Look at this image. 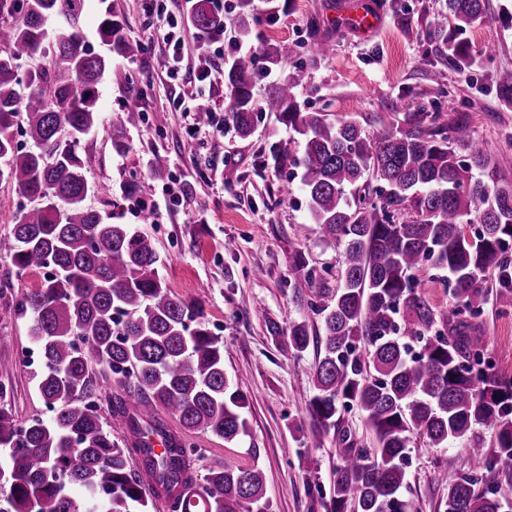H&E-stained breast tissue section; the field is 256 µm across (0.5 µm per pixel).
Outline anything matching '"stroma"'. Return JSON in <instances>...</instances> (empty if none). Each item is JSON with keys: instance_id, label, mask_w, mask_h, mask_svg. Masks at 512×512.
<instances>
[{"instance_id": "obj_1", "label": "stroma", "mask_w": 512, "mask_h": 512, "mask_svg": "<svg viewBox=\"0 0 512 512\" xmlns=\"http://www.w3.org/2000/svg\"><path fill=\"white\" fill-rule=\"evenodd\" d=\"M337 0H277L273 21L254 26L249 41L238 34L236 0L224 4L227 43L241 42L243 53L261 45L292 42L300 52L291 65L261 72L256 92L303 67L305 85L298 101L307 112H326L359 122L366 132L380 129L382 119L402 103L438 102L445 110L470 113L474 134L494 148L501 179L512 182V106L499 98L493 77L512 69V0H489L490 19L467 29L476 63L465 73L450 67L430 33L445 0H382L379 25L367 35L336 19ZM170 18H181L187 0H86L82 17L84 42L94 52L107 49L97 36L104 15H114L145 53L133 60L116 58L100 84L103 124L81 141L80 154L92 191L86 203L106 222L129 225L151 238L169 290L202 307L211 331L224 340V370L240 377L246 397L244 415L250 433L236 444L204 432L190 433L199 449L195 470L231 459L259 463L266 476L269 512H325L338 463L335 435L311 447L312 426L306 404L314 393L311 369L315 354L294 357L288 351V325L308 319L311 330L321 322L308 304L316 293L335 287L340 251L323 242L312 224L305 196L298 189L300 171L278 165L276 157L299 154L293 133L276 113H259L246 139L225 133L223 139L192 132L189 107L203 104L224 111L221 78L198 82L197 45L187 40L178 74H170L164 44L149 40L147 4ZM318 43L322 55L307 49ZM144 114L143 123L125 129L120 118L128 108ZM128 149L117 154L113 135ZM161 166L176 180L174 195L162 191L150 171ZM137 174L139 197L153 211L143 219L117 190ZM115 188L113 198L100 185ZM304 254L315 272L313 283L290 277L296 254ZM45 270L17 273L0 256V282L12 288L0 295V408L18 419L47 416L35 386L40 357L29 335V321L16 311L26 289L38 287ZM488 350L499 372L512 376V294L492 296L479 318ZM259 449L252 458L250 449ZM466 459L462 443L412 451L406 461L407 487L402 498L408 512H440L447 489L439 474L446 454Z\"/></svg>"}]
</instances>
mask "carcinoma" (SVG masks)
Wrapping results in <instances>:
<instances>
[{
	"label": "carcinoma",
	"instance_id": "carcinoma-1",
	"mask_svg": "<svg viewBox=\"0 0 512 512\" xmlns=\"http://www.w3.org/2000/svg\"><path fill=\"white\" fill-rule=\"evenodd\" d=\"M85 0H0V183L27 203L0 255L20 273L51 269L23 293L19 311L32 319L41 353L37 391L49 421L20 422L0 409V512H150L148 494L173 512H268L266 476L258 464L234 461L193 471L194 449L156 415L164 409L186 432L226 443L248 436L244 394L224 371V340L203 310L172 293L151 239L127 224H110L85 206L90 190L81 139L101 125L99 86L112 57L134 59L143 45L108 14L98 26L110 55L84 45ZM431 32L448 64L475 63L458 33L488 20V0H446ZM239 34L256 22L255 0H237ZM55 32L50 69L20 72L42 51L47 24ZM192 27H224L210 0H195ZM297 45L282 42L224 66V127L251 136L259 111L276 112L298 136L301 185L322 239L341 248L336 289L309 303L322 332L301 318L289 326L288 348L315 350V394L306 404L315 441L334 431L343 447L327 512H406L410 442L445 448L470 445L466 467L455 456L444 470L445 512H504L512 493V376L487 360V337L476 322L493 289L512 291V182L498 177L491 147L471 134V116L441 107L392 112L368 135L355 120L304 112L295 68L258 98L254 78L288 62ZM500 99L512 104V70L495 76ZM33 148L23 152L14 131ZM375 196L361 193L367 178ZM478 224L470 236L464 224ZM428 266L453 284L455 304L435 309L417 290ZM123 394L104 418L94 395L100 380ZM357 406L372 433L358 448L342 411ZM495 431L484 450L481 429ZM125 430L120 444L113 433ZM160 439L162 453L154 451ZM139 465L131 466L133 458Z\"/></svg>",
	"mask_w": 512,
	"mask_h": 512
}]
</instances>
